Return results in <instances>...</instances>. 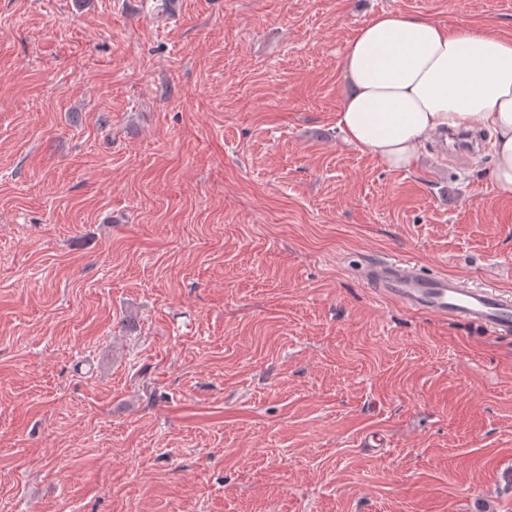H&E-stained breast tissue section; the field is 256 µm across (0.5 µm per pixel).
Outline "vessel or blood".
I'll return each instance as SVG.
<instances>
[{"instance_id":"1","label":"vessel or blood","mask_w":512,"mask_h":512,"mask_svg":"<svg viewBox=\"0 0 512 512\" xmlns=\"http://www.w3.org/2000/svg\"><path fill=\"white\" fill-rule=\"evenodd\" d=\"M359 277L381 298L412 311L512 334V295L497 288H473L445 273L424 274L401 258L367 261Z\"/></svg>"}]
</instances>
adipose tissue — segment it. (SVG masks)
<instances>
[{"mask_svg": "<svg viewBox=\"0 0 512 512\" xmlns=\"http://www.w3.org/2000/svg\"><path fill=\"white\" fill-rule=\"evenodd\" d=\"M337 124L346 143L390 170L412 169L431 134L485 129L494 188L512 197V37L387 12L349 41Z\"/></svg>", "mask_w": 512, "mask_h": 512, "instance_id": "obj_1", "label": "adipose tissue"}]
</instances>
